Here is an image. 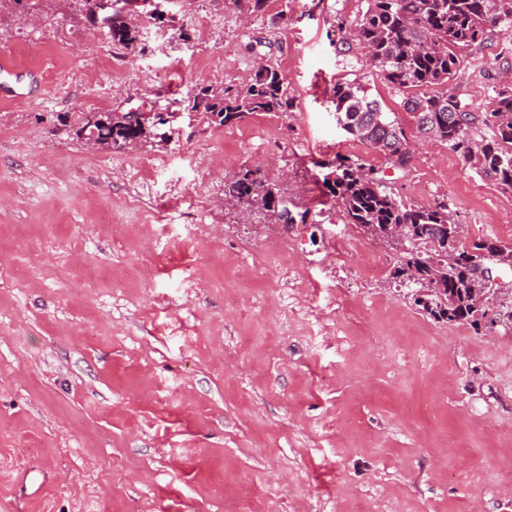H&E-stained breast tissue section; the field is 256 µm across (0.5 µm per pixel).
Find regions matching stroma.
I'll list each match as a JSON object with an SVG mask.
<instances>
[{
	"mask_svg": "<svg viewBox=\"0 0 512 512\" xmlns=\"http://www.w3.org/2000/svg\"><path fill=\"white\" fill-rule=\"evenodd\" d=\"M156 3L128 49L77 0L0 12L26 95L0 101V512H512V324L433 319L398 251L346 222L327 162L384 158L338 124L337 82L403 124L412 158L384 170L404 202H446L467 238L512 245V192L419 137L402 92L345 52L338 24L365 0ZM503 40L453 82L474 110L512 72ZM263 57L292 112L191 124L192 90ZM131 111L165 117L142 148L76 133L79 115ZM245 168L306 222L225 207Z\"/></svg>",
	"mask_w": 512,
	"mask_h": 512,
	"instance_id": "1",
	"label": "stroma"
}]
</instances>
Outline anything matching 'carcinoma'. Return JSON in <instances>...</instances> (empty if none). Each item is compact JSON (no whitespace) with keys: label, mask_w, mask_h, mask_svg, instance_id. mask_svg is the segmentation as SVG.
Returning <instances> with one entry per match:
<instances>
[{"label":"carcinoma","mask_w":512,"mask_h":512,"mask_svg":"<svg viewBox=\"0 0 512 512\" xmlns=\"http://www.w3.org/2000/svg\"><path fill=\"white\" fill-rule=\"evenodd\" d=\"M127 0H113L112 7L99 13L100 23L111 30L112 42L127 48L137 41V30L120 16ZM367 8L352 24L343 46L352 49L364 44L380 76L404 94L403 106L418 134L448 142L472 168L512 192V83L495 90L487 108L475 115L452 92L451 81L465 63L469 50L483 44L492 31L506 29V42L512 45V0H366ZM190 111L226 125L255 112L287 113L294 108V96L271 60L259 66L244 84L217 92L209 87L189 96ZM334 102L337 121L349 135L383 154L385 164L403 169L410 161L404 128L389 119L380 102L356 81L336 83ZM97 139L106 146L122 148L136 139L146 143L153 126L112 122L105 112L93 125ZM330 195L340 204L345 219L372 236L383 237L393 224H410L413 236L437 240V246L420 250L408 244L401 253L397 272L415 269L414 283L426 287L450 249L473 250L501 247L494 238L482 237L464 245L458 225L443 203L416 206L395 197L382 183L379 170L338 156ZM224 199L232 205L263 209L270 215L283 199L274 182L251 169H243L224 183ZM445 292L455 297V307L445 308L438 296L423 310L436 320L466 321L480 325L469 311L470 294L464 271H451L443 282Z\"/></svg>","instance_id":"obj_1"}]
</instances>
